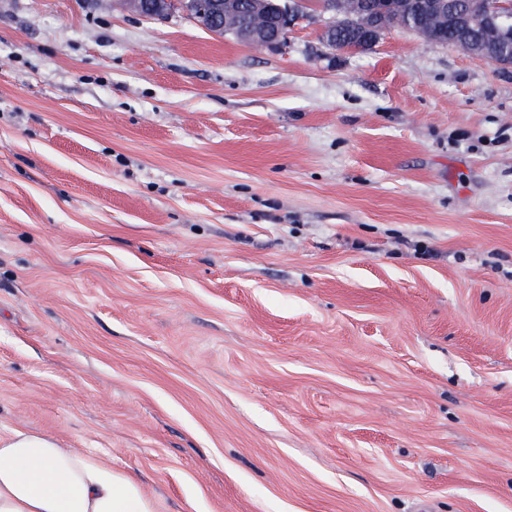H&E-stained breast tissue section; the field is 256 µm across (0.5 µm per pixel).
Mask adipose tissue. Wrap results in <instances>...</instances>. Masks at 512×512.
<instances>
[{
  "mask_svg": "<svg viewBox=\"0 0 512 512\" xmlns=\"http://www.w3.org/2000/svg\"><path fill=\"white\" fill-rule=\"evenodd\" d=\"M129 475L45 432L0 431V512H164Z\"/></svg>",
  "mask_w": 512,
  "mask_h": 512,
  "instance_id": "adipose-tissue-1",
  "label": "adipose tissue"
}]
</instances>
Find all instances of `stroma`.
<instances>
[{
	"mask_svg": "<svg viewBox=\"0 0 512 512\" xmlns=\"http://www.w3.org/2000/svg\"><path fill=\"white\" fill-rule=\"evenodd\" d=\"M0 0V428L167 512H512V69Z\"/></svg>",
	"mask_w": 512,
	"mask_h": 512,
	"instance_id": "obj_1",
	"label": "stroma"
}]
</instances>
